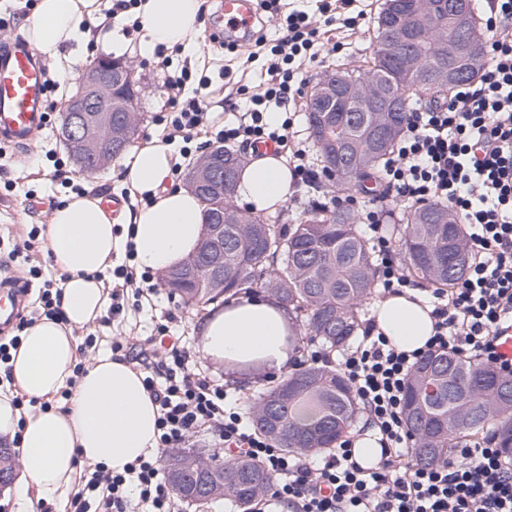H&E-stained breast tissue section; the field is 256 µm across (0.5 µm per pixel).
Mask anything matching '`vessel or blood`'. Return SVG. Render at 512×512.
<instances>
[{
    "instance_id": "b4317fda",
    "label": "vessel or blood",
    "mask_w": 512,
    "mask_h": 512,
    "mask_svg": "<svg viewBox=\"0 0 512 512\" xmlns=\"http://www.w3.org/2000/svg\"><path fill=\"white\" fill-rule=\"evenodd\" d=\"M260 12V0H223L218 19L208 31L225 42L239 41ZM49 89L41 58L30 43L16 38L0 43V139L33 148L37 134L50 122ZM28 293L11 280L0 281V334L23 316Z\"/></svg>"
}]
</instances>
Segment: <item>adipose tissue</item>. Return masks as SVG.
<instances>
[{"mask_svg": "<svg viewBox=\"0 0 512 512\" xmlns=\"http://www.w3.org/2000/svg\"><path fill=\"white\" fill-rule=\"evenodd\" d=\"M203 0H143L145 48L163 44L189 48ZM100 0H38L30 27L34 43L58 50L86 36ZM132 190L148 205L112 217L99 198L70 194L51 213L48 247L63 276L62 319L41 318L24 330L7 364L13 389L0 392V441L18 442L21 472L15 488L16 512H31L33 499L61 500L71 490L75 455L120 473L138 457L156 450L157 407L142 385V375L123 359L97 356L82 375L78 338L73 329L98 319L107 294L99 277L112 265L122 242L134 245L139 270L164 272L198 248L205 221L203 207L190 190L167 188L171 153L148 144L127 160ZM293 192L292 174L280 155L252 158L241 172L234 195L250 212L284 204ZM376 329L390 344L408 353L423 350L434 334L431 306L406 289L375 303ZM205 357L235 369L257 363L283 370L289 362L293 323L270 294L230 300L199 323ZM34 400L66 395L65 408L21 413L16 394Z\"/></svg>", "mask_w": 512, "mask_h": 512, "instance_id": "1", "label": "adipose tissue"}]
</instances>
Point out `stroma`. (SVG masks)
I'll return each instance as SVG.
<instances>
[{"mask_svg":"<svg viewBox=\"0 0 512 512\" xmlns=\"http://www.w3.org/2000/svg\"><path fill=\"white\" fill-rule=\"evenodd\" d=\"M382 0H363L366 16L349 27L331 26L324 35L326 45L333 51L314 63L311 73L320 77L324 72L342 66L348 69L367 71L372 62L375 47L374 21ZM141 33L118 31L114 40L98 42L97 46L86 45L76 40L62 46L59 51L45 52L44 58L52 72H59L58 60L67 57L75 70H82L92 56L106 54L129 61L140 81L142 93L139 106L141 120L133 147L139 148L151 141L162 138L160 116L169 113L167 97L161 85L163 75L156 69L154 55L140 50ZM250 46L233 49L209 41L205 30H198L192 48L173 54V68L188 67L193 74L204 73L212 77L209 89L213 102L212 116L216 124L232 119L234 108L239 105V86L255 87L265 84L267 56H251ZM229 70L226 79H219V70ZM60 119H53L51 125L40 135L34 149L23 150L7 146L5 158H0V277H26L30 265H41L44 278H58L59 272L48 261V239L39 236L29 251L28 261L8 262L7 253L14 239L26 238L32 226L48 225L50 212L59 196L64 193L59 181L53 177L55 162H63L67 171H75L76 165L65 144L59 138ZM84 187L97 195H119L125 198L128 208L136 209L142 204L140 197L133 194L125 181L122 160H114L101 173L82 177ZM334 182L320 179L317 183L296 187L294 193L277 210L281 223L293 224L310 214L309 200H324L336 196ZM171 309L176 315L172 324L175 335L187 337L193 346H200L198 323L205 317V310L191 309L182 305L164 285H157L152 299L126 296L122 314L109 320L76 327V336H93L96 345L80 352L81 361H88L98 354L109 352L113 336L122 332H134L138 336L151 335L161 308ZM199 371L220 374L227 388L240 399L241 405H249L264 384L277 380L275 371L257 368L241 375L225 372L223 366L214 364L204 355H196Z\"/></svg>","mask_w":512,"mask_h":512,"instance_id":"stroma-1","label":"stroma"}]
</instances>
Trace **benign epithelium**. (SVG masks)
Wrapping results in <instances>:
<instances>
[{
    "label": "benign epithelium",
    "mask_w": 512,
    "mask_h": 512,
    "mask_svg": "<svg viewBox=\"0 0 512 512\" xmlns=\"http://www.w3.org/2000/svg\"><path fill=\"white\" fill-rule=\"evenodd\" d=\"M455 12L458 32L464 38L470 27L469 0L456 4ZM118 85L134 89L137 85L134 67L125 60L97 56L86 68L81 90L65 101L61 112L62 138L78 149L98 148L99 170L112 163V149L120 150L128 143L141 119L135 94L113 109ZM220 154L221 151L211 148L198 160L188 177L190 188L221 181L222 168L216 164Z\"/></svg>",
    "instance_id": "7a95c632"
}]
</instances>
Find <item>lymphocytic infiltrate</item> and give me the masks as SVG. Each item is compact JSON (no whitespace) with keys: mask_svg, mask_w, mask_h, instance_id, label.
<instances>
[{"mask_svg":"<svg viewBox=\"0 0 512 512\" xmlns=\"http://www.w3.org/2000/svg\"><path fill=\"white\" fill-rule=\"evenodd\" d=\"M485 40L476 76L448 97L410 108L403 133L383 169L385 197L411 208L446 204L465 227L471 261L454 288L431 295L435 333L430 350H450L476 358L504 375L512 359L498 351L502 330L512 327V0H486ZM268 20L283 34L270 48L263 93L245 94L236 121L216 133L225 145L236 142L282 145L292 120L273 126L269 113L285 111L302 94V60L323 51L322 28L355 24V0H316L314 12L283 10L281 0H261ZM188 72L165 76L172 113L165 141L190 144L212 121L207 102L211 85L200 77L186 95ZM385 212L370 208L365 220L379 259V283L390 292L409 287L386 233ZM174 317L164 312L155 335L118 336L113 353L130 354L158 407L157 453L136 460L121 473L102 465L84 469L85 489L71 512H180L161 473L167 452L185 447L199 431L224 446L227 458H249L272 476L256 512H512V460L492 436L454 448L450 459L429 467L412 462V438L405 426V388L419 361L391 347L374 323L339 362L358 403L380 435L381 457L373 469L361 467L351 439L317 457L289 455L246 423L223 378L196 373L193 351L170 334Z\"/></svg>","mask_w":512,"mask_h":512,"instance_id":"f902f5d3","label":"lymphocytic infiltrate"}]
</instances>
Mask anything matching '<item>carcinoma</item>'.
<instances>
[{
  "mask_svg": "<svg viewBox=\"0 0 512 512\" xmlns=\"http://www.w3.org/2000/svg\"><path fill=\"white\" fill-rule=\"evenodd\" d=\"M453 0H384L376 17V51L367 74L346 69L325 72L318 83L336 89V110L313 98L306 120L324 166L335 174L337 190L374 179L404 129L410 98L433 99L448 90L439 71L452 63L448 43ZM475 46L467 72L476 74L481 42L470 25ZM380 126L389 136L373 142ZM243 153L224 148V190L204 185L196 195L205 217L224 216L223 227L197 252L211 266L209 279L181 264L173 269L171 292L188 307L205 308L228 295L257 288L272 293L292 314L295 339L318 344L330 353L347 348L362 326L361 305L374 292L378 266L373 247L354 210L331 207L297 224L278 226L261 217H244L231 205ZM393 232L401 236L407 276L438 289L452 288L465 275L470 257L465 229L441 203L412 210ZM463 259L456 269L454 259ZM356 399L333 361L298 363L280 381L266 387L250 407L256 432L282 451L317 456L335 447L353 423ZM405 422L422 466L449 458L458 441L491 430L497 447L512 457V376L448 350L426 355L407 382ZM166 479L189 502L231 501L248 512L271 483L269 474L247 458L226 464L188 449L169 456Z\"/></svg>",
  "mask_w": 512,
  "mask_h": 512,
  "instance_id": "1",
  "label": "carcinoma"
}]
</instances>
